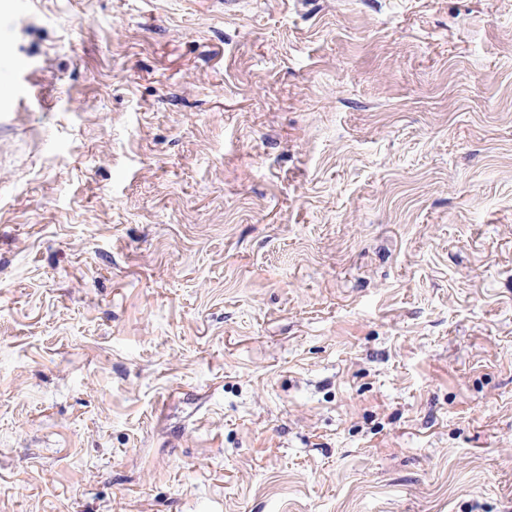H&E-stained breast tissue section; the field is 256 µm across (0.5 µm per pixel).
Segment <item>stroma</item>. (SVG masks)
Segmentation results:
<instances>
[{"label":"stroma","instance_id":"35a3bbf8","mask_svg":"<svg viewBox=\"0 0 512 512\" xmlns=\"http://www.w3.org/2000/svg\"><path fill=\"white\" fill-rule=\"evenodd\" d=\"M0 512H512V0H0Z\"/></svg>","mask_w":512,"mask_h":512}]
</instances>
